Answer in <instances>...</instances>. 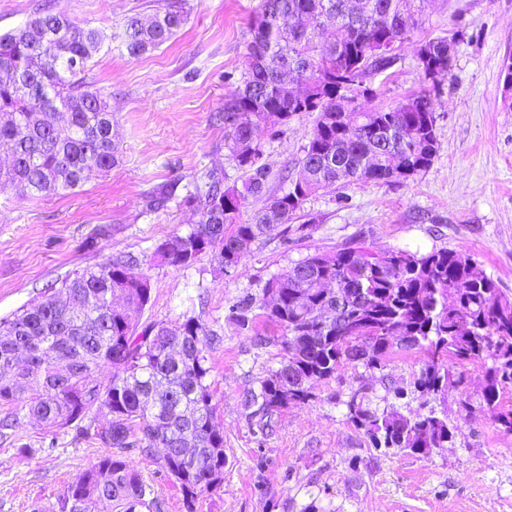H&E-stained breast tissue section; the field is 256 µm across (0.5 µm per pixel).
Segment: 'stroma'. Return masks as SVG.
I'll return each instance as SVG.
<instances>
[{"label":"stroma","instance_id":"stroma-1","mask_svg":"<svg viewBox=\"0 0 512 512\" xmlns=\"http://www.w3.org/2000/svg\"><path fill=\"white\" fill-rule=\"evenodd\" d=\"M167 0H0V33L23 24L41 5L82 27L110 33L95 56L88 82L102 89L112 111L119 149L108 172L91 171L79 188L38 200L0 194V319L40 298L69 272L117 252L152 255L174 234L189 232L200 214L183 205L187 189L218 169L226 185L246 175L233 160L224 130L211 115L240 87L249 25L262 0H181L186 22L172 39L142 57H129L120 36L126 17L147 18ZM455 32L453 69L439 95L438 152L414 182L357 181L318 192L286 225L260 237L235 269L222 271L211 255L186 269L152 264L143 322L177 323L195 308L224 342L212 351L211 379L224 430V483L205 497L201 512H512V431L496 427L480 406L484 369L463 368L465 383L449 388L445 404L471 409L452 446L427 457L382 453L346 419L345 400L366 388L371 404H395L422 366L417 352L388 357L383 376L345 367L318 383L315 398L274 412L271 428L244 405L278 348H258L256 318L240 328L230 307L258 293L274 275L303 257L343 247L360 236L380 249L427 253L448 248L470 254L512 297V93L504 66L512 62V0H431L421 23L397 43L396 62L368 76V109L387 108L423 86L417 50ZM314 123L303 114L262 140L261 161L272 170L268 193L283 187ZM171 184L164 209L148 210L147 196ZM97 446L75 430L26 427L0 440V512H30L33 501L54 502Z\"/></svg>","mask_w":512,"mask_h":512}]
</instances>
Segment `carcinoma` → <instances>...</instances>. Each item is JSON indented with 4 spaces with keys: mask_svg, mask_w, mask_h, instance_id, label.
<instances>
[{
    "mask_svg": "<svg viewBox=\"0 0 512 512\" xmlns=\"http://www.w3.org/2000/svg\"><path fill=\"white\" fill-rule=\"evenodd\" d=\"M428 0H262L251 24L243 87L213 116L224 127L228 148L247 178L243 188L224 185L209 172L183 197L200 211L199 224L157 246L150 258L118 252L69 273L59 291L0 322V436L35 422L96 442L95 457L52 504L32 512H164L153 484L131 455L158 464L179 487L185 512L218 492L224 482V431L214 422L218 403L208 353L222 342L202 315L187 311L171 329L164 321L141 323L151 300L143 268L158 263L184 269L204 253L224 271L263 234L293 220L312 194L356 181L406 184L427 171L438 150L435 127L439 93L429 71L447 78L453 66L448 40L424 45L426 85L372 117L355 106L344 112L339 88L387 70L394 58L382 49L409 36ZM175 0L149 22L125 23L122 44L138 58L166 43L184 24ZM107 35L43 10L0 34V193L39 199L80 186L85 173L108 171L118 160L112 111L104 92L86 81L88 65ZM306 112L317 117L288 188L269 195L249 222L239 221L248 196L263 192L268 177L257 164L269 115L286 125ZM173 190L146 199L164 208ZM343 307L328 320L323 309ZM258 309L281 335L256 333L259 346L283 351L244 403L263 416L305 404L313 389L345 366L384 369L383 360L403 351L424 357L413 389L440 396L452 381L449 362L485 367L480 395L492 422L512 431V408L501 394L512 388V300L469 255L449 249L428 253L375 251L364 239L299 260L292 271L247 294L232 318L249 327ZM405 336L403 344L397 337ZM112 370L109 385L98 380ZM346 417L372 448L426 456L455 442L459 421L443 408L403 415L395 405L379 411L353 392ZM110 415L101 426L98 417ZM195 441L189 458L181 440Z\"/></svg>",
    "mask_w": 512,
    "mask_h": 512,
    "instance_id": "obj_1",
    "label": "carcinoma"
}]
</instances>
